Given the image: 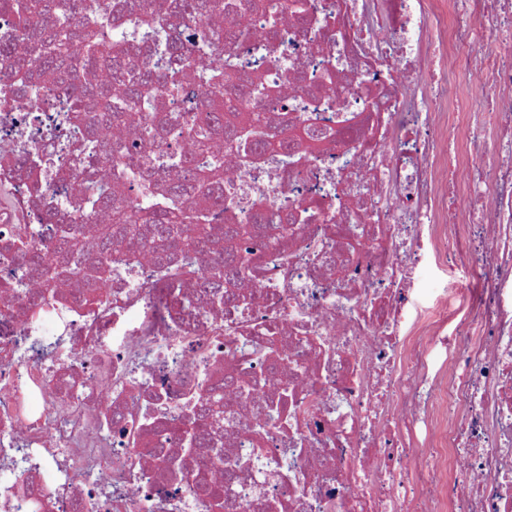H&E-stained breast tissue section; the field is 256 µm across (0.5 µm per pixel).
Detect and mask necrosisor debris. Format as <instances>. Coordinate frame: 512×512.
<instances>
[{
	"mask_svg": "<svg viewBox=\"0 0 512 512\" xmlns=\"http://www.w3.org/2000/svg\"><path fill=\"white\" fill-rule=\"evenodd\" d=\"M210 25L251 30L233 57L262 87L247 112L263 131L330 128L314 160L293 154L243 163L223 138L215 232L252 220L254 199L308 209L278 242L245 246L262 262L244 299L228 306L202 279L159 282L149 254L99 283L103 304L69 302L61 282L41 318L27 304L40 284L17 257L16 227L52 258L60 211L80 185L111 175L118 156L157 159L171 174L190 144L110 126L93 149L71 119L53 73L24 96L0 80V512H213L175 484L234 469L224 512H512V0H384L317 36L281 13V0H213ZM174 15L152 36L149 60L170 45L197 67L218 59ZM473 81L457 94L448 77ZM143 123L205 111L209 92L175 74ZM469 264L476 287L429 306L415 300L427 265ZM274 322L288 358L276 379L255 330ZM241 371L235 404L211 424L203 455L183 456L182 411ZM296 401L289 434L255 446L244 419L281 392ZM142 444L127 445L132 425Z\"/></svg>",
	"mask_w": 512,
	"mask_h": 512,
	"instance_id": "obj_1",
	"label": "necrosis or debris"
}]
</instances>
